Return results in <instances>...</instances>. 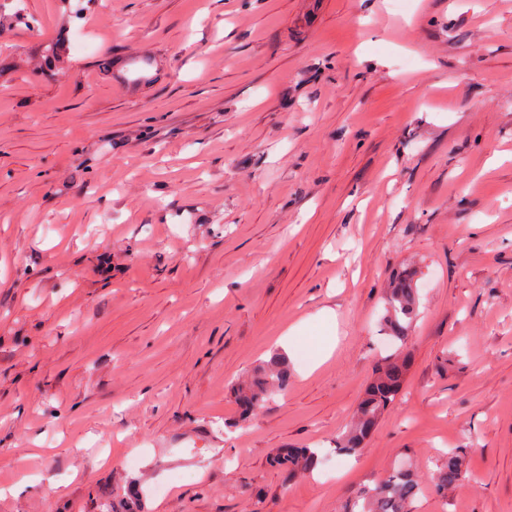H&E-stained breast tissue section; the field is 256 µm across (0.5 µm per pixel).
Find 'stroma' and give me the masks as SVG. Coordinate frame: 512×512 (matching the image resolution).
I'll return each mask as SVG.
<instances>
[{
    "mask_svg": "<svg viewBox=\"0 0 512 512\" xmlns=\"http://www.w3.org/2000/svg\"><path fill=\"white\" fill-rule=\"evenodd\" d=\"M59 6L0 29V512H112L134 480L145 512H351L400 466L412 512H512V0H95L50 75ZM290 330L287 391L240 420ZM293 445L322 460L289 480ZM386 314L384 329L389 338L405 342L417 309V291L413 286V275L402 272L389 288L385 297ZM407 371V357L385 359L377 366L358 404L355 426L339 441L338 452L349 456L359 452L369 433L401 391ZM465 462L457 453H449L447 463L441 468L435 481L437 491L444 492L465 478Z\"/></svg>",
    "mask_w": 512,
    "mask_h": 512,
    "instance_id": "1",
    "label": "stroma"
}]
</instances>
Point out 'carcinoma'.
<instances>
[{"instance_id":"1","label":"carcinoma","mask_w":512,"mask_h":512,"mask_svg":"<svg viewBox=\"0 0 512 512\" xmlns=\"http://www.w3.org/2000/svg\"><path fill=\"white\" fill-rule=\"evenodd\" d=\"M69 48L68 38L59 34L44 45L40 53L49 61L62 59ZM384 329L391 339L405 341L417 309V291L410 272L399 274L385 297ZM408 371V358L386 359L380 363L358 404L354 428L340 441L338 451L344 455L359 452L378 420L389 410L401 391ZM288 361L280 353L273 354L247 380L234 389L236 399L247 418L263 406L273 394L288 388ZM319 461L318 451L309 447L282 448L274 454L272 464L291 474L313 469ZM465 478V462L456 453L448 454L447 463L435 481L436 490L443 492ZM422 488L414 474L399 468L371 490L361 492L355 507L357 512H410L412 502Z\"/></svg>"}]
</instances>
